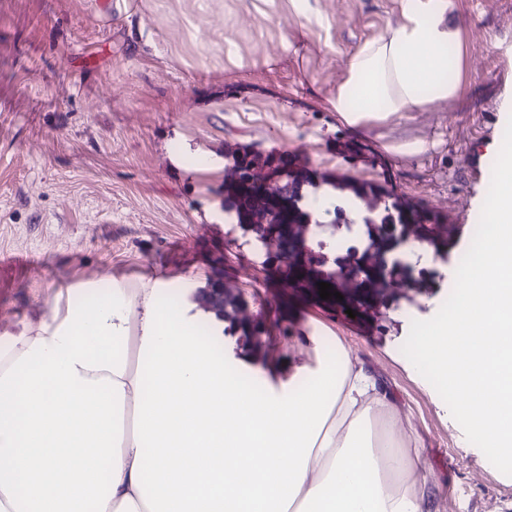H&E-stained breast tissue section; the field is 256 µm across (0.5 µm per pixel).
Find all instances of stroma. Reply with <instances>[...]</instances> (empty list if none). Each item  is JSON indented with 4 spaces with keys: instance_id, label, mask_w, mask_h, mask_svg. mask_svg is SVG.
I'll return each instance as SVG.
<instances>
[{
    "instance_id": "obj_1",
    "label": "stroma",
    "mask_w": 512,
    "mask_h": 512,
    "mask_svg": "<svg viewBox=\"0 0 512 512\" xmlns=\"http://www.w3.org/2000/svg\"><path fill=\"white\" fill-rule=\"evenodd\" d=\"M403 0H0V338L66 286L215 271L295 333L279 358L311 361L312 334L339 340L395 406L420 450L425 512H512V477L465 437L401 348L453 289L512 110V0H448L465 52L452 104L348 125L332 106L348 55L401 20ZM429 142L426 152L404 146ZM481 144L479 170L469 152ZM385 186L455 224L440 286L377 321L284 287L224 221L230 150ZM230 373L265 389L264 364L219 335Z\"/></svg>"
}]
</instances>
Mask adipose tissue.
<instances>
[{"label":"adipose tissue","instance_id":"obj_1","mask_svg":"<svg viewBox=\"0 0 512 512\" xmlns=\"http://www.w3.org/2000/svg\"><path fill=\"white\" fill-rule=\"evenodd\" d=\"M333 102L350 124L455 99L447 0H405ZM189 279L86 280L0 344V512H424L392 403L343 347L258 393L169 299Z\"/></svg>","mask_w":512,"mask_h":512}]
</instances>
